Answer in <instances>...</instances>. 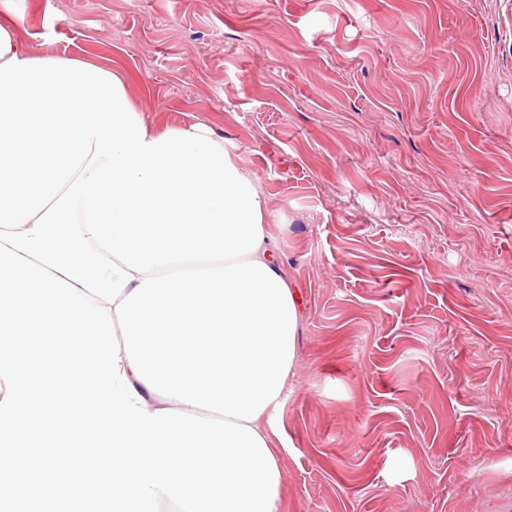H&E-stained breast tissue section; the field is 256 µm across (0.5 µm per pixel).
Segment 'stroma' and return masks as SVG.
I'll return each instance as SVG.
<instances>
[{
    "instance_id": "stroma-1",
    "label": "stroma",
    "mask_w": 512,
    "mask_h": 512,
    "mask_svg": "<svg viewBox=\"0 0 512 512\" xmlns=\"http://www.w3.org/2000/svg\"><path fill=\"white\" fill-rule=\"evenodd\" d=\"M257 179L300 291L281 512H512V0H0Z\"/></svg>"
}]
</instances>
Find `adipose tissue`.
<instances>
[{
    "label": "adipose tissue",
    "mask_w": 512,
    "mask_h": 512,
    "mask_svg": "<svg viewBox=\"0 0 512 512\" xmlns=\"http://www.w3.org/2000/svg\"><path fill=\"white\" fill-rule=\"evenodd\" d=\"M265 216L206 126L150 131L111 67L34 56L0 24V244L110 311L148 412L264 433L302 305Z\"/></svg>",
    "instance_id": "adipose-tissue-1"
}]
</instances>
